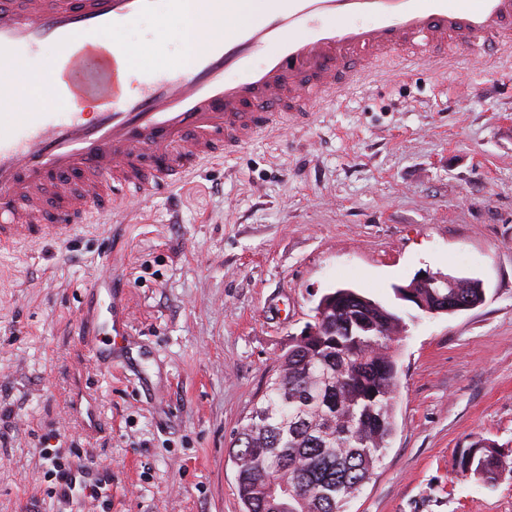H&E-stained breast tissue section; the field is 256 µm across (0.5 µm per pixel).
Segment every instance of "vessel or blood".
<instances>
[{
	"mask_svg": "<svg viewBox=\"0 0 512 512\" xmlns=\"http://www.w3.org/2000/svg\"><path fill=\"white\" fill-rule=\"evenodd\" d=\"M230 19L196 47L190 70L144 63L123 43L145 16L183 0H0V71H17L42 48L49 76L76 100L94 96L86 119L67 112L0 113V249L20 240L65 242L92 210L182 184L206 161L235 155L256 136L306 120L317 104L401 51L470 56L512 46V0H204ZM111 33L116 52L95 36ZM142 65L128 69L124 60ZM81 355L108 368L95 331Z\"/></svg>",
	"mask_w": 512,
	"mask_h": 512,
	"instance_id": "obj_1",
	"label": "vessel or blood"
}]
</instances>
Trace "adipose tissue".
Returning a JSON list of instances; mask_svg holds the SVG:
<instances>
[{"instance_id": "1", "label": "adipose tissue", "mask_w": 512, "mask_h": 512, "mask_svg": "<svg viewBox=\"0 0 512 512\" xmlns=\"http://www.w3.org/2000/svg\"><path fill=\"white\" fill-rule=\"evenodd\" d=\"M223 20L211 16L203 6V0H185L182 11L154 21L153 34L159 42H177L181 52L173 56V63L190 68L193 60V43L196 39L223 33Z\"/></svg>"}]
</instances>
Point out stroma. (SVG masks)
I'll return each mask as SVG.
<instances>
[{
  "label": "stroma",
  "instance_id": "stroma-1",
  "mask_svg": "<svg viewBox=\"0 0 512 512\" xmlns=\"http://www.w3.org/2000/svg\"><path fill=\"white\" fill-rule=\"evenodd\" d=\"M381 67L67 243L0 250V512H240L234 438L338 287L405 324L395 431L344 512H512V53ZM423 271L486 299L425 313L394 292ZM112 301L132 341L100 371L78 337ZM49 434L95 461L110 508L48 496ZM482 438L509 464L492 485L456 468Z\"/></svg>",
  "mask_w": 512,
  "mask_h": 512
}]
</instances>
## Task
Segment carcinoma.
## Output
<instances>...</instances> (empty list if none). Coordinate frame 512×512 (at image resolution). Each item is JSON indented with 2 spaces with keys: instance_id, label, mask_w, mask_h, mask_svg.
Returning a JSON list of instances; mask_svg holds the SVG:
<instances>
[{
  "instance_id": "carcinoma-1",
  "label": "carcinoma",
  "mask_w": 512,
  "mask_h": 512,
  "mask_svg": "<svg viewBox=\"0 0 512 512\" xmlns=\"http://www.w3.org/2000/svg\"><path fill=\"white\" fill-rule=\"evenodd\" d=\"M351 302L326 307L318 335L281 357L264 401L236 439L235 454L252 458L237 475L243 512H343L381 462L394 431L396 368L390 354L401 319L349 290ZM481 304L482 288L448 289ZM440 289L419 288L415 304L436 308ZM373 320L380 328L350 336L346 323ZM461 472L491 484L505 470L498 447L483 439L460 458ZM288 483L302 495L283 498L272 486Z\"/></svg>"
}]
</instances>
